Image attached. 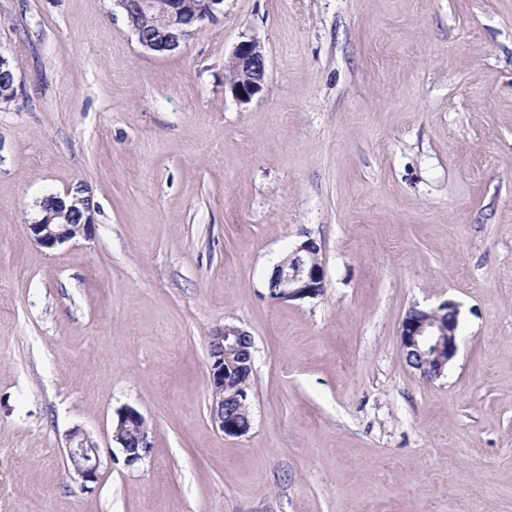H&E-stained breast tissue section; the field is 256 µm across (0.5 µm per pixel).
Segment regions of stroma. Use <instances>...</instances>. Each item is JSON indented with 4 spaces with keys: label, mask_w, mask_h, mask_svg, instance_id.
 <instances>
[{
    "label": "stroma",
    "mask_w": 512,
    "mask_h": 512,
    "mask_svg": "<svg viewBox=\"0 0 512 512\" xmlns=\"http://www.w3.org/2000/svg\"><path fill=\"white\" fill-rule=\"evenodd\" d=\"M0 55V512H512V0H224L168 55L112 0H0ZM81 184L92 236L40 247V201ZM307 238L323 294L271 299ZM448 300L428 379L400 324ZM227 323L254 340L241 437L209 417ZM231 91L240 103H248L265 83L266 58L256 40H244L234 48L228 64ZM112 439L120 445L129 466L141 461L152 447L145 417L131 406L116 411V418L112 420ZM67 454L73 472L85 483L99 479L100 457L97 443L81 428L67 435Z\"/></svg>",
    "instance_id": "1"
}]
</instances>
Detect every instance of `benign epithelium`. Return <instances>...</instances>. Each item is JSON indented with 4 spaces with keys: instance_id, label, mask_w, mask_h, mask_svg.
Wrapping results in <instances>:
<instances>
[{
    "instance_id": "obj_1",
    "label": "benign epithelium",
    "mask_w": 512,
    "mask_h": 512,
    "mask_svg": "<svg viewBox=\"0 0 512 512\" xmlns=\"http://www.w3.org/2000/svg\"><path fill=\"white\" fill-rule=\"evenodd\" d=\"M121 9L138 43L146 50L167 54L179 48L192 28L214 20L224 0H113ZM141 16L153 19L146 32L136 23ZM231 91L241 103H248L265 83L266 58L254 40L239 42L228 64ZM42 215L28 230L38 245L54 249L79 236L89 237L93 228V206L85 189L77 186L65 196L49 195L41 201ZM320 247L312 238L297 243L277 263L269 276L274 299L301 301L320 296L325 288L324 269L319 261ZM458 310L448 300L436 310L410 309L402 320L399 336L409 366L425 377L440 375L457 352ZM253 340L242 328L226 324L208 336L209 381L212 403L210 417L216 427L230 437L246 435L251 420H241L231 406L248 403ZM112 440L122 449L125 462L132 466L151 448L146 419L131 406L116 411L112 420ZM67 454L73 472L85 483L99 479L100 457L97 443L80 428L69 431Z\"/></svg>"
}]
</instances>
